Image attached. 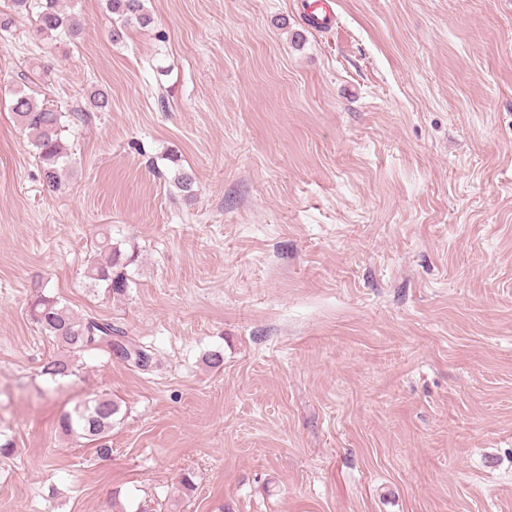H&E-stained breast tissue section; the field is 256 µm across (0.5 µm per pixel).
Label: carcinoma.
<instances>
[{
	"label": "carcinoma",
	"instance_id": "obj_1",
	"mask_svg": "<svg viewBox=\"0 0 512 512\" xmlns=\"http://www.w3.org/2000/svg\"><path fill=\"white\" fill-rule=\"evenodd\" d=\"M12 9L33 18L37 31L47 38L65 36L77 38L83 29L80 13L61 7L60 0H10ZM109 13L116 16L119 27L112 29V41L123 38L122 27L131 23L148 25L143 0H105ZM17 123L36 149L41 175L47 188L60 192L65 188L63 172L69 163V152L63 141L62 113L38 103L28 95L16 97L12 104ZM104 258L91 261L87 278L93 284H103L109 295H122L128 288L126 268L135 256L127 254L112 243L111 237L102 236L99 245ZM31 318L39 330L73 353L98 350L115 356L122 362L144 369L149 366V350L125 339L123 331L110 323L93 318L83 319L61 300L44 295L31 306ZM42 373L57 381L74 375V366L67 356L55 357L45 363ZM121 412L118 402L107 395H97L77 405L60 419L62 431L68 435L97 441L95 453L102 459L112 455V448L103 439L112 432L116 417Z\"/></svg>",
	"mask_w": 512,
	"mask_h": 512
}]
</instances>
